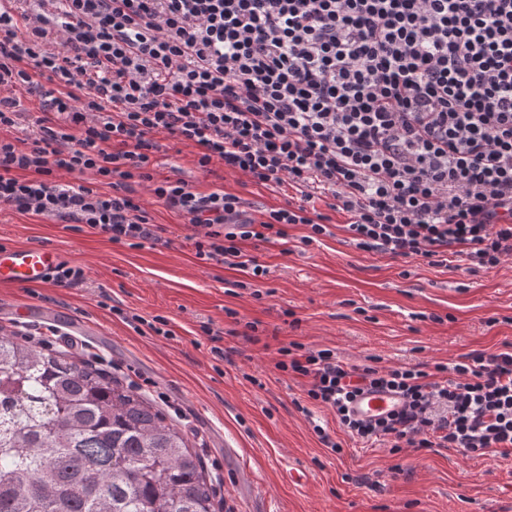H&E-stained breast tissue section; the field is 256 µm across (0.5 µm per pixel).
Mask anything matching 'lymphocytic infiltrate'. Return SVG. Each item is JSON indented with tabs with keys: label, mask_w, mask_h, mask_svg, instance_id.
<instances>
[{
	"label": "lymphocytic infiltrate",
	"mask_w": 512,
	"mask_h": 512,
	"mask_svg": "<svg viewBox=\"0 0 512 512\" xmlns=\"http://www.w3.org/2000/svg\"><path fill=\"white\" fill-rule=\"evenodd\" d=\"M21 90L42 109L24 138ZM168 138L198 147L203 172L218 161L298 200L257 217L224 189L157 178ZM136 183L187 219L199 259L255 281L269 270L242 243L291 224L317 241L326 194L359 250L495 268L512 255V0H0V211L162 243ZM278 353L362 440L512 453L511 343L442 380L295 342ZM366 388L402 409L354 417Z\"/></svg>",
	"instance_id": "lymphocytic-infiltrate-1"
}]
</instances>
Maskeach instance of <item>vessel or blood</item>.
<instances>
[{"label": "vessel or blood", "mask_w": 512, "mask_h": 512, "mask_svg": "<svg viewBox=\"0 0 512 512\" xmlns=\"http://www.w3.org/2000/svg\"><path fill=\"white\" fill-rule=\"evenodd\" d=\"M60 253L46 246L18 245L0 247V288L33 286L48 283L60 263ZM399 400L386 392L364 394L353 404L354 412L374 418L398 409Z\"/></svg>", "instance_id": "b4317fda"}]
</instances>
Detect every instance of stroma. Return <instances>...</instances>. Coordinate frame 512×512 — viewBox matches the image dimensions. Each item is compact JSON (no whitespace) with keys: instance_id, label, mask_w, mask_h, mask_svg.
<instances>
[{"instance_id":"35a3bbf8","label":"stroma","mask_w":512,"mask_h":512,"mask_svg":"<svg viewBox=\"0 0 512 512\" xmlns=\"http://www.w3.org/2000/svg\"><path fill=\"white\" fill-rule=\"evenodd\" d=\"M196 155L194 146L168 141L158 177L179 167L192 187H224L256 211L289 199V191L219 163L214 174L203 173ZM137 195L165 228L167 245L132 248L70 224L0 212L1 245L52 246L87 275L72 288H0V336L21 324L48 328L37 316L15 315L27 304L97 325L100 337L62 333L52 337V349L94 361L184 431L214 482L215 512H512V453H393L362 443L332 411H298L294 402L304 399L307 379L274 367L278 348L291 342L333 350L354 364L375 358L384 367L449 366L474 350L497 351L512 342V257L473 271L456 259L446 269L419 256L364 252L342 229L346 215L324 197L315 208L328 217L331 233L317 243L304 246L308 227L292 224L286 238L244 244L269 269L255 296L238 287L239 270L196 258L177 212L146 188ZM133 314L145 325L130 323ZM156 316L171 337L148 327ZM247 321L258 322L259 341L235 335L237 323ZM206 325L222 332L224 358L211 353ZM317 424L340 451L319 441Z\"/></svg>"}]
</instances>
